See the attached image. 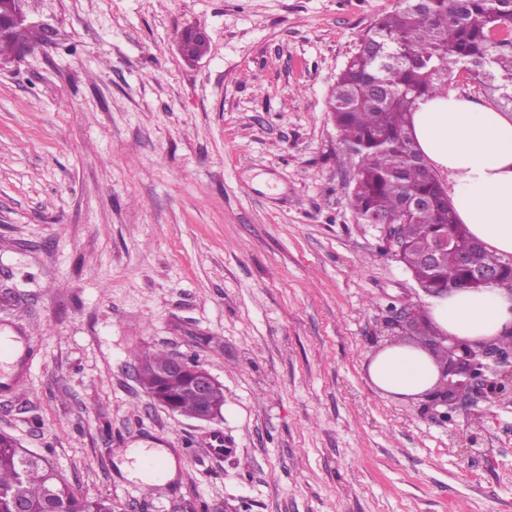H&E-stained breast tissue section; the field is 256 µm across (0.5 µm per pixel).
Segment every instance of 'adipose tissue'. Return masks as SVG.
I'll return each mask as SVG.
<instances>
[{
  "label": "adipose tissue",
  "instance_id": "adipose-tissue-1",
  "mask_svg": "<svg viewBox=\"0 0 512 512\" xmlns=\"http://www.w3.org/2000/svg\"><path fill=\"white\" fill-rule=\"evenodd\" d=\"M416 145L448 174V199L469 234L497 257H512V116L452 91L421 101L412 118ZM440 332L467 340L512 331V292L490 284L428 300ZM438 365L413 345H390L369 366L380 389L415 399L438 379Z\"/></svg>",
  "mask_w": 512,
  "mask_h": 512
}]
</instances>
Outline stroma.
I'll return each mask as SVG.
<instances>
[{
    "mask_svg": "<svg viewBox=\"0 0 512 512\" xmlns=\"http://www.w3.org/2000/svg\"><path fill=\"white\" fill-rule=\"evenodd\" d=\"M397 3L22 0L41 40L0 57V334L28 363L0 432L113 512H512V406L445 421L368 375L392 306L428 297L350 205L329 97ZM156 348L209 370L220 416L150 400ZM154 443L177 475L147 493L120 471ZM170 353L166 350H158L154 352L144 353L136 356L138 362L137 373L139 381L142 386L148 383V377L155 371V369L167 362Z\"/></svg>",
    "mask_w": 512,
    "mask_h": 512,
    "instance_id": "35a3bbf8",
    "label": "stroma"
}]
</instances>
